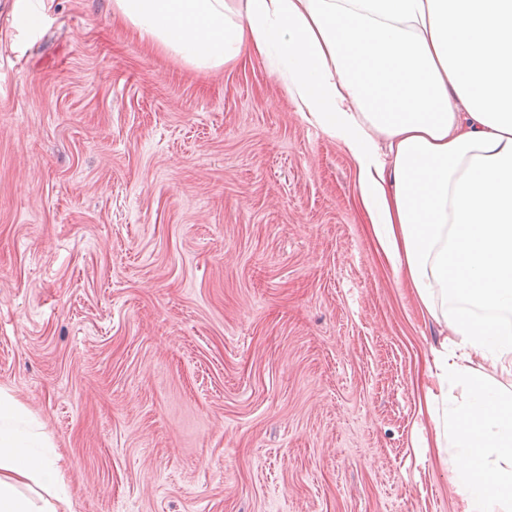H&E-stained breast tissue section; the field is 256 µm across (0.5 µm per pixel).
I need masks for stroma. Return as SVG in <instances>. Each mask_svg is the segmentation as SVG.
Returning a JSON list of instances; mask_svg holds the SVG:
<instances>
[{
	"label": "stroma",
	"mask_w": 512,
	"mask_h": 512,
	"mask_svg": "<svg viewBox=\"0 0 512 512\" xmlns=\"http://www.w3.org/2000/svg\"><path fill=\"white\" fill-rule=\"evenodd\" d=\"M439 339L261 59L200 71L112 0H0V388L74 512H461Z\"/></svg>",
	"instance_id": "1"
}]
</instances>
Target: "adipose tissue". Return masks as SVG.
Wrapping results in <instances>:
<instances>
[{"mask_svg": "<svg viewBox=\"0 0 512 512\" xmlns=\"http://www.w3.org/2000/svg\"><path fill=\"white\" fill-rule=\"evenodd\" d=\"M186 65L260 58L355 163L378 252L443 337L425 404L461 512H512V0H112ZM0 390V512H72Z\"/></svg>", "mask_w": 512, "mask_h": 512, "instance_id": "ef3b65f1", "label": "adipose tissue"}]
</instances>
